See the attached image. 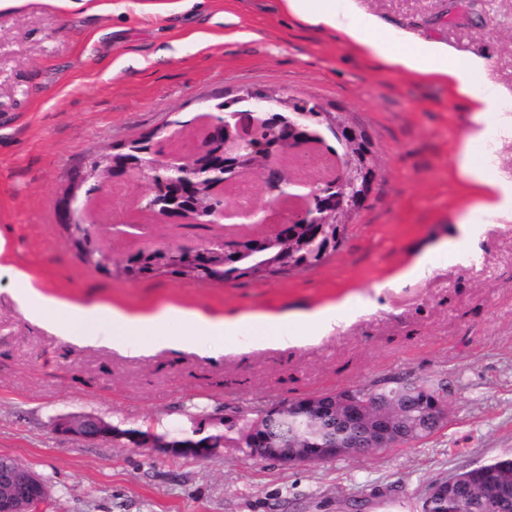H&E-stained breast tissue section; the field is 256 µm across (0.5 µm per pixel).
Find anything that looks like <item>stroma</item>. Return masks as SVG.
<instances>
[{
    "mask_svg": "<svg viewBox=\"0 0 512 512\" xmlns=\"http://www.w3.org/2000/svg\"><path fill=\"white\" fill-rule=\"evenodd\" d=\"M28 0L0 10V235L12 264L47 295L132 312L165 304L213 315L308 310L365 295L369 307L299 346L187 345L129 356L85 346L26 318L0 279V455L32 467L49 512H420L434 481L512 455V223L484 225L473 260L440 258L426 278L387 280L441 238L468 186L453 165L472 104L448 84L394 71L341 34L308 27L281 0ZM359 16L485 57L512 92V0H354ZM233 14L235 23L224 21ZM251 32L248 40L234 31ZM199 40H190V33ZM306 97L342 110L372 136L379 174L323 264L269 280H129L86 265L61 223L63 205L91 224L113 262L150 245L263 236L270 224L163 223L111 190L67 199L85 157L145 135L179 151L200 138L208 106L241 90ZM403 377L447 382L432 437L385 452L264 462L226 446L206 461L58 433L61 414L97 413L168 438L221 428L292 399Z\"/></svg>",
    "mask_w": 512,
    "mask_h": 512,
    "instance_id": "stroma-1",
    "label": "stroma"
}]
</instances>
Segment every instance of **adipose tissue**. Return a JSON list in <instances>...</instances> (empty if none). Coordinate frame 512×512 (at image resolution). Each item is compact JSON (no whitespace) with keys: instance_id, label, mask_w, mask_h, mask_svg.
I'll return each mask as SVG.
<instances>
[{"instance_id":"ef3b65f1","label":"adipose tissue","mask_w":512,"mask_h":512,"mask_svg":"<svg viewBox=\"0 0 512 512\" xmlns=\"http://www.w3.org/2000/svg\"><path fill=\"white\" fill-rule=\"evenodd\" d=\"M284 10L305 24L342 34L370 57L388 68L445 78L456 92L471 98L472 121L464 134L456 167L474 187L478 199L467 204L457 223L461 236L439 242L419 252L400 274L401 279L431 274L440 256H465L467 245L481 226L512 223V174L499 167L496 152L474 158L473 144L497 132L502 141H512V112L504 109L503 95L486 77L484 57L458 58L447 45L421 42L408 45L404 32L379 33L377 20L356 21L342 0H282ZM8 272L17 290L23 314L53 329L64 339L83 345H106L132 356L152 349H179L198 343L200 337L233 342L249 332L255 344L276 347L302 344L305 336H321L333 329L337 316L369 305L366 297L346 298L338 307L281 313L241 312L213 316L197 309L165 305L150 313H132L91 301L74 303L44 295L40 283L27 272L7 264L5 241L0 238V272Z\"/></svg>"}]
</instances>
